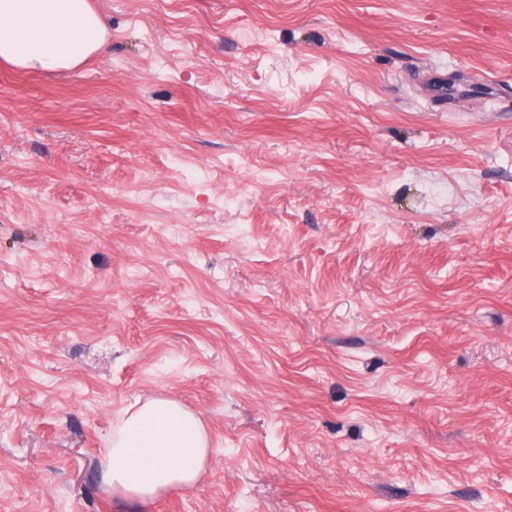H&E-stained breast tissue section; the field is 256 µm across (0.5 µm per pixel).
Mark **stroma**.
<instances>
[{"label": "stroma", "mask_w": 512, "mask_h": 512, "mask_svg": "<svg viewBox=\"0 0 512 512\" xmlns=\"http://www.w3.org/2000/svg\"><path fill=\"white\" fill-rule=\"evenodd\" d=\"M0 64V512H512V0H91ZM206 471L100 481L136 398ZM108 21L90 0H0V61L44 72L75 69L107 48Z\"/></svg>", "instance_id": "obj_1"}]
</instances>
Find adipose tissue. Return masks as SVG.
I'll return each instance as SVG.
<instances>
[{
    "label": "adipose tissue",
    "instance_id": "adipose-tissue-1",
    "mask_svg": "<svg viewBox=\"0 0 512 512\" xmlns=\"http://www.w3.org/2000/svg\"><path fill=\"white\" fill-rule=\"evenodd\" d=\"M108 21L91 0H0V61L54 72L79 67L107 48ZM210 443L200 418L178 401L138 400L103 453L101 480L141 503L196 487Z\"/></svg>",
    "mask_w": 512,
    "mask_h": 512
}]
</instances>
